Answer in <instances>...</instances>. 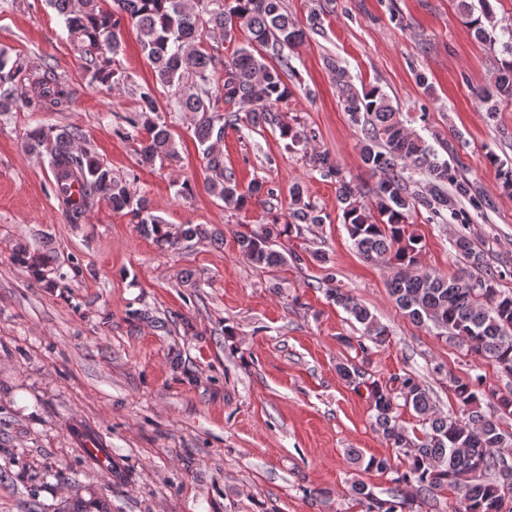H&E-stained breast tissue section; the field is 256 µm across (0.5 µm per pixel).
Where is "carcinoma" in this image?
I'll return each mask as SVG.
<instances>
[{"instance_id": "carcinoma-1", "label": "carcinoma", "mask_w": 512, "mask_h": 512, "mask_svg": "<svg viewBox=\"0 0 512 512\" xmlns=\"http://www.w3.org/2000/svg\"><path fill=\"white\" fill-rule=\"evenodd\" d=\"M67 31L80 39L82 52L89 56L87 71L91 81L114 90L124 83L122 72L113 67L121 47L122 21L137 27L142 48L151 61L155 82L175 89L180 109L197 116L194 136L203 147L206 159L207 188L224 201L228 209L240 211L249 203L265 204L275 189L264 180L252 181L241 190L234 175L224 170V161L216 145L224 137V126L238 125L237 115H224V106H250L252 122L269 120L278 105L293 94L288 84L291 64L280 55V48L302 40L284 6V0H112L104 9L100 0H46ZM459 0V8L475 35L491 45L499 42L489 29L493 12L489 0ZM248 33L246 44L225 60L219 53L198 48L204 35L218 31L223 39H232L236 30ZM502 42L503 57L498 63L493 85L479 92L489 112L497 103L512 99V30ZM270 56L275 62L268 63ZM192 80H185L186 70ZM221 70V83H213V74ZM24 59L10 58L0 51V111L30 105L7 87L25 75ZM343 87L345 110L362 125L364 166L379 180L373 189V201L360 202L359 185L348 181L326 153L313 156V167L324 177L336 179L337 200L341 204L343 224L353 245L367 261L393 269L388 283L390 295L410 320L428 322L451 340L459 341L467 354L493 362L512 375V293L497 288V275L473 273L483 267V254L465 235L456 238L455 248L471 265L448 277L423 272L418 268L422 240L408 232L409 219L418 208L444 218L443 211L458 217V202L471 196V185L458 177L448 161L420 136L407 131L401 113L379 87L356 93L346 71L334 68ZM37 85L41 99L61 107L70 99V89L60 83L51 70L43 72ZM159 102L155 89L148 86L139 93V108L124 117L125 123L140 138V166L176 156L174 141L167 125L159 121ZM280 137L298 144L308 140L305 130L278 123ZM30 147H45L48 167L53 176L54 193L72 224L82 223L95 200L103 197L117 212H126L131 220L147 229L156 241L172 249L203 235L193 224L172 232L168 224L149 210L145 196L133 183L112 175L90 151L77 146L78 130L55 132L38 126L29 134ZM497 167L502 185L512 190V164L496 155L487 156ZM425 178L428 192L411 189L419 184L413 176ZM452 191H447V187ZM290 221H273L259 230L238 237L242 254L253 264L278 268L288 262L286 255L274 249L283 236L301 231L303 224H323L322 211L304 198L301 185L293 187ZM330 298L364 327V335L374 344L388 337L387 328L349 291L330 289ZM349 384L367 387L374 410L376 431L405 459V469L394 478L390 498L375 497L367 486L358 483L353 491L367 502L368 512H403L410 505L401 495L403 485L418 494H431L449 487L461 491L458 512H512V462L498 453L512 437L500 427L499 415H512V392L490 402L493 413L479 407L480 378L453 381V393L462 412L460 417L434 412L431 398L413 374L395 378L397 386L364 380V372L352 363L338 368ZM403 403H398V400ZM411 407L422 417V436L410 438L399 422L400 406Z\"/></svg>"}]
</instances>
